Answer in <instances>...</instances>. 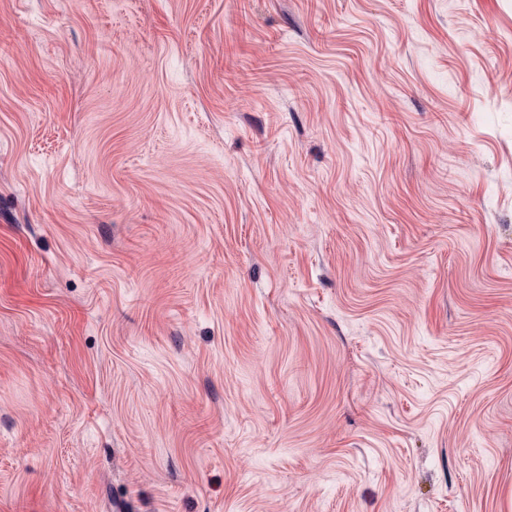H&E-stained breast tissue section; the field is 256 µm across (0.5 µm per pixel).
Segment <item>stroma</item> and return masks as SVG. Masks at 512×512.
Returning a JSON list of instances; mask_svg holds the SVG:
<instances>
[{
	"mask_svg": "<svg viewBox=\"0 0 512 512\" xmlns=\"http://www.w3.org/2000/svg\"><path fill=\"white\" fill-rule=\"evenodd\" d=\"M0 512H512V0H0Z\"/></svg>",
	"mask_w": 512,
	"mask_h": 512,
	"instance_id": "35a3bbf8",
	"label": "stroma"
}]
</instances>
